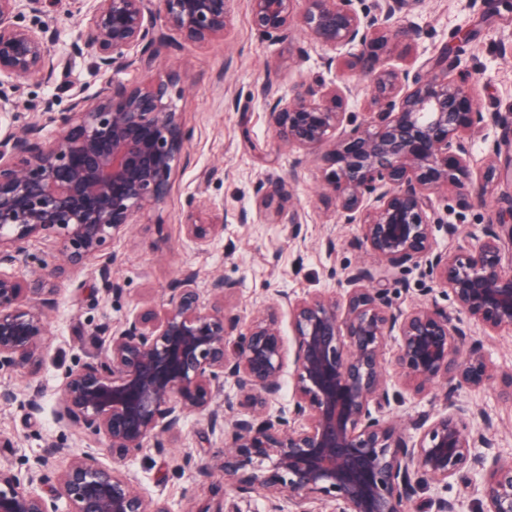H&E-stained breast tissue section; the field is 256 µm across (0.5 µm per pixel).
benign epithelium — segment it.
Listing matches in <instances>:
<instances>
[{
	"instance_id": "7a95c632",
	"label": "benign epithelium",
	"mask_w": 512,
	"mask_h": 512,
	"mask_svg": "<svg viewBox=\"0 0 512 512\" xmlns=\"http://www.w3.org/2000/svg\"><path fill=\"white\" fill-rule=\"evenodd\" d=\"M44 0H0V86L19 89L35 77L50 79L59 61L43 29L22 25V11L39 13ZM251 0V25L281 40L296 29L325 46L330 82H296L279 93L270 70L257 89L268 125L282 146L318 152L332 168L324 196L347 223L359 225L361 246L379 263L346 273L339 295H278L246 327L226 313L235 283L217 275L207 293L188 272L158 309L145 301L110 329L93 362L67 371L59 417L105 441L106 461L85 451L58 470L47 457L25 469L0 464V512H170L166 500L139 490L119 464L151 445L164 456L180 422L205 414L211 427L229 425L217 459L224 481L241 494H286L297 512L331 498L336 512H409L422 484L464 483L482 512H512V459L470 425L473 412L455 400L457 388L490 384L483 345L469 340L512 333V260L505 244L511 223L486 224L466 250H439L431 228L433 197L461 186L465 207L489 204V182L512 179V154L494 145L480 162L471 140L504 122L475 99V74L442 55L416 70L386 60L408 50L422 30L397 17L423 0ZM229 0H94L74 47L109 72L148 65L162 40L157 27L185 43L224 36ZM458 74H453V71ZM370 77L368 117L348 118L351 78ZM169 83L148 88L110 84L93 102L77 98L52 117L58 131L15 126L14 105L0 91V370L42 361L56 280L107 249L141 211L167 199L186 136L172 106ZM286 181L260 188V206L284 196ZM188 240L203 248L224 230V217L203 222L190 211ZM50 239L61 262L28 265L30 242ZM405 264L424 265L448 289L456 312L427 304L402 312L389 306L385 283ZM287 308L291 343L282 336L279 310ZM394 336L393 366L400 385L422 392L448 385L444 407L413 424L409 436L392 420L373 415L400 401L390 392L383 347ZM291 363L293 407L270 413ZM229 381L238 402L216 397ZM246 408L242 413L239 408ZM481 481L468 484L469 474ZM459 503L437 496L428 512H457Z\"/></svg>"
}]
</instances>
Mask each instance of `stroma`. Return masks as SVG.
I'll use <instances>...</instances> for the list:
<instances>
[{
	"label": "stroma",
	"mask_w": 512,
	"mask_h": 512,
	"mask_svg": "<svg viewBox=\"0 0 512 512\" xmlns=\"http://www.w3.org/2000/svg\"><path fill=\"white\" fill-rule=\"evenodd\" d=\"M469 0H423L408 21L423 35L410 50L394 55V66L405 68L415 60L448 53L481 76L478 99L482 108L512 110V55L501 54L500 42L512 43V24L500 17L498 0L469 7ZM230 23L222 41L209 44L168 42L159 46L150 66L134 65L99 73L88 54H77L72 44L84 13L69 11L65 0H49L40 13H24L21 24L47 29L53 50L64 69L49 80L36 77L13 93L21 119H39L43 136L55 132L51 113L69 111L75 97L92 100L109 83L129 87L171 83L170 95L186 132V143L176 166L167 201L140 215L117 236L88 268L58 281L57 304L48 312L46 360L38 369L14 367L0 371V386H10L13 401L0 402V436L11 439L0 447V463L22 466L42 455L64 463L67 455L101 448L100 440L60 423L56 416L58 389L68 370L95 360L103 351L107 330L139 307L143 298L164 305L169 290L186 272L206 288L216 275L236 284L228 313L248 325L258 311L282 292L303 295L338 291L344 273L358 265L376 264V257L360 248L358 227L346 223L322 189L329 168L316 155L281 147L267 123L266 105L256 93L268 69L279 71V91L287 93L298 79L332 80L322 58L326 50L303 32L271 41L252 29L249 0H230ZM470 33L466 43L453 40L455 29ZM284 178L289 194L281 213L259 209L261 185ZM204 212L225 213L224 233L210 246L197 247L182 231L189 203ZM512 209V184L495 181L484 209H466L447 197L435 201L432 234L438 248L459 249L472 244L483 224ZM248 211L249 223H236L239 211ZM299 212L301 234L291 237L288 215ZM393 308L410 311L417 305L448 306L447 292L439 288L424 267L398 269L388 283ZM484 351L493 367V380L482 388L459 387L455 398L477 414L476 423L494 442L502 459L512 458V403L498 391L512 378V334L483 337ZM443 387L417 394L405 391V400L383 409L384 417L408 423L434 413L444 404ZM39 396L43 410L28 417L26 404ZM223 430L211 429L205 416L182 421L167 456L147 447L122 462L123 474L141 490L162 494L171 512H186L190 500L219 508L237 504L240 512H268L267 495L240 497L225 486L213 457L222 454Z\"/></svg>",
	"instance_id": "1"
}]
</instances>
